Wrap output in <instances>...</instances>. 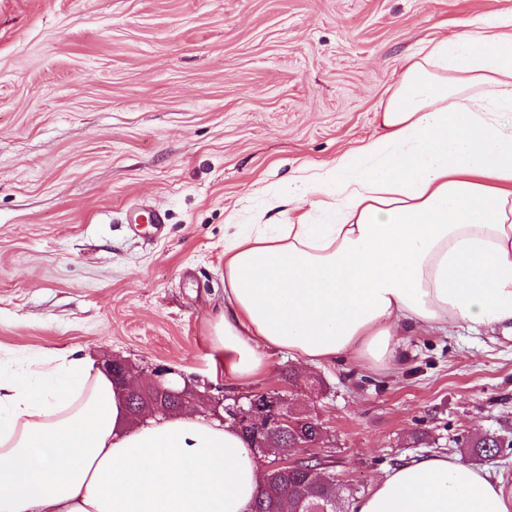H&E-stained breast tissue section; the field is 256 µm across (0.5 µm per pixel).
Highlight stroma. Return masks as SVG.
Returning a JSON list of instances; mask_svg holds the SVG:
<instances>
[{"mask_svg":"<svg viewBox=\"0 0 512 512\" xmlns=\"http://www.w3.org/2000/svg\"><path fill=\"white\" fill-rule=\"evenodd\" d=\"M512 16V0H0V367L52 351L156 369L198 394L277 391L322 424L340 497L418 456L512 487V325L408 337L388 370L302 369L279 351L233 384L208 323L242 206L376 133L422 42ZM162 211L155 231L143 217ZM460 445L463 448H471L470 453L486 461L496 457L499 453V448H501L500 441L494 436L465 439L460 442Z\"/></svg>","mask_w":512,"mask_h":512,"instance_id":"stroma-1","label":"stroma"}]
</instances>
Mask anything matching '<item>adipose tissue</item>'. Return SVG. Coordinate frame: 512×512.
<instances>
[{
  "label": "adipose tissue",
  "mask_w": 512,
  "mask_h": 512,
  "mask_svg": "<svg viewBox=\"0 0 512 512\" xmlns=\"http://www.w3.org/2000/svg\"><path fill=\"white\" fill-rule=\"evenodd\" d=\"M377 133L224 243L209 340L226 380L303 365L394 367L404 337L512 322V19L409 57ZM262 473L231 423L132 422L85 357L0 370V512H250ZM352 512H512V489L446 456L389 470Z\"/></svg>",
  "instance_id": "obj_1"
}]
</instances>
